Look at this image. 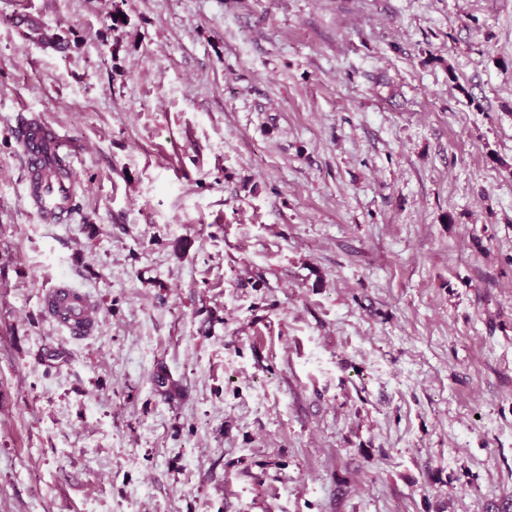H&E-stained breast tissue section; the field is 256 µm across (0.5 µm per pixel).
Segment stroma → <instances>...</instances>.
Masks as SVG:
<instances>
[{
  "instance_id": "obj_1",
  "label": "stroma",
  "mask_w": 512,
  "mask_h": 512,
  "mask_svg": "<svg viewBox=\"0 0 512 512\" xmlns=\"http://www.w3.org/2000/svg\"><path fill=\"white\" fill-rule=\"evenodd\" d=\"M0 512H512V0H0ZM21 146L27 177L24 199L44 224H69L73 217L74 190L77 182L78 155H70L65 170L54 179H46L65 137L45 121H25L14 128ZM45 300L57 327L70 338L82 339L94 329L97 323L96 309L70 283L60 281Z\"/></svg>"
}]
</instances>
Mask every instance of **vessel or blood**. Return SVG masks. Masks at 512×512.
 <instances>
[{"label": "vessel or blood", "mask_w": 512, "mask_h": 512, "mask_svg": "<svg viewBox=\"0 0 512 512\" xmlns=\"http://www.w3.org/2000/svg\"><path fill=\"white\" fill-rule=\"evenodd\" d=\"M15 137L21 146L27 177L24 199L42 223L67 224L73 217L74 190L79 156H70L61 174L47 178L65 138L44 121H25L18 125ZM46 307L57 327L72 339L87 337L97 323V311L70 283L62 281L47 296Z\"/></svg>", "instance_id": "b4317fda"}]
</instances>
